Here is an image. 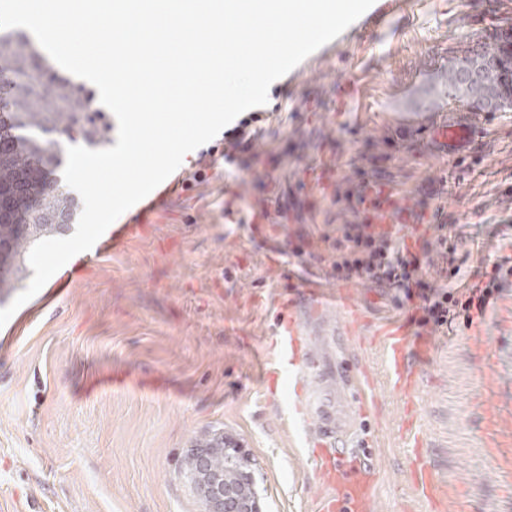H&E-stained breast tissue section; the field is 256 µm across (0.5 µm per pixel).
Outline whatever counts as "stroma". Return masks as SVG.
<instances>
[{"mask_svg":"<svg viewBox=\"0 0 512 512\" xmlns=\"http://www.w3.org/2000/svg\"><path fill=\"white\" fill-rule=\"evenodd\" d=\"M505 24L512 0H407L372 38L346 29L271 85L280 109L254 144L255 169L208 171L152 213L146 236L23 304L0 327V512H205L188 457L216 433L248 454L264 512H318L326 490L296 425L277 414L292 389L262 382L288 293L244 225L225 223V192L247 212L275 186L292 218L274 233L304 239L330 265L323 235L360 217L334 192L302 186L328 156L342 190L381 180L440 214L466 266L512 256V108L477 113L481 134L456 156L416 125L448 89L444 56L490 44ZM351 288L371 326L410 316L386 289ZM481 325L490 359L467 329L438 336L408 397L388 383L381 343L349 338L357 372L375 382L376 512H429L400 428L409 402L447 512H512V469L488 455L483 412L490 367L492 396L512 412V326L492 307Z\"/></svg>","mask_w":512,"mask_h":512,"instance_id":"obj_1","label":"stroma"}]
</instances>
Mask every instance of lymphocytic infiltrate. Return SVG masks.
Returning a JSON list of instances; mask_svg holds the SVG:
<instances>
[{"label":"lymphocytic infiltrate","instance_id":"1","mask_svg":"<svg viewBox=\"0 0 512 512\" xmlns=\"http://www.w3.org/2000/svg\"><path fill=\"white\" fill-rule=\"evenodd\" d=\"M261 120L259 113L250 112L225 130L221 148L199 153L195 170L191 178L182 180V188L202 180L219 156L238 160L240 168H251L258 159L253 146L261 133ZM327 243L332 255V278L366 280L392 290L395 306L411 308L412 323L429 333L444 332L452 324L471 326L474 314H485L503 282L512 277V264L504 258L493 261L487 270L463 271L456 262L458 242L449 232L439 238L448 262L445 283L439 287L429 280L419 258L406 251L399 228L375 231L367 224H344Z\"/></svg>","mask_w":512,"mask_h":512}]
</instances>
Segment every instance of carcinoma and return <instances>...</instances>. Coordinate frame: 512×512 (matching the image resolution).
Instances as JSON below:
<instances>
[{"instance_id": "cac0c4a2", "label": "carcinoma", "mask_w": 512, "mask_h": 512, "mask_svg": "<svg viewBox=\"0 0 512 512\" xmlns=\"http://www.w3.org/2000/svg\"><path fill=\"white\" fill-rule=\"evenodd\" d=\"M467 54L448 60V95L474 112H487L486 90L500 84L503 73L489 69L483 82L461 86L457 68ZM0 75L7 76L0 82V193L31 199L22 215L0 217V242L10 247L9 260L0 266L1 302L27 279L32 245L62 236L72 226L78 203L55 177L62 163L60 141L79 138L95 144L104 138L105 129L91 120L92 101L69 89L49 87L47 68L24 32L0 34ZM16 224L26 225V231L17 232ZM199 447L208 449L210 468L194 474L197 489L215 474L230 483L237 479L224 438L212 436Z\"/></svg>"}]
</instances>
